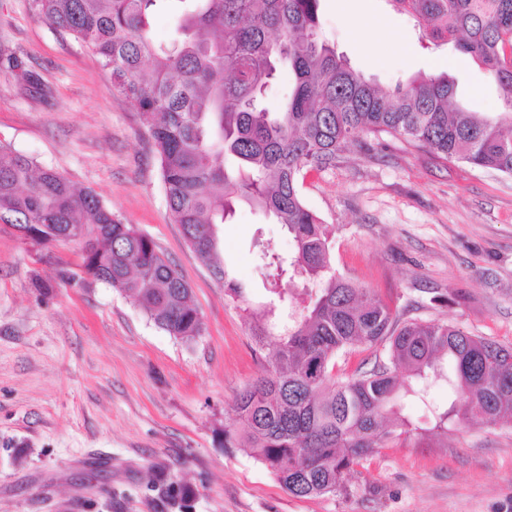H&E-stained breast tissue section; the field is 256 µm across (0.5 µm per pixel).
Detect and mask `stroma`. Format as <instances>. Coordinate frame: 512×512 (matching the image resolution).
Here are the masks:
<instances>
[{
	"label": "stroma",
	"instance_id": "1",
	"mask_svg": "<svg viewBox=\"0 0 512 512\" xmlns=\"http://www.w3.org/2000/svg\"><path fill=\"white\" fill-rule=\"evenodd\" d=\"M30 2L0 0V56L19 61L0 65V141L153 239L188 282L204 332L176 340L118 291L62 280L79 261L75 244L26 245L0 223V512H512L509 423L469 421L422 446L377 449L347 495L291 496L252 454L225 446L237 393L269 369L248 313L270 299L256 244L288 253L293 240L238 203L218 227L220 257L248 292L229 297L170 216L140 112L97 56ZM319 26L383 87L445 72L468 111L502 109L482 67L431 45L386 0H322ZM301 183L334 227L337 274L400 319L512 347V176L367 135Z\"/></svg>",
	"mask_w": 512,
	"mask_h": 512
}]
</instances>
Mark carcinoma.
I'll list each match as a JSON object with an SVG mask.
<instances>
[{
  "label": "carcinoma",
  "instance_id": "carcinoma-1",
  "mask_svg": "<svg viewBox=\"0 0 512 512\" xmlns=\"http://www.w3.org/2000/svg\"><path fill=\"white\" fill-rule=\"evenodd\" d=\"M162 0H32L35 13L87 44L148 125L170 215L197 258L226 280L217 226L245 201L276 218L294 242L284 257L262 252L275 300L250 312L257 350L272 370L235 402L227 444L247 448L292 496L349 492L347 476L378 448L431 425L512 418V347L437 321H402L370 291L332 267L331 230L306 205L299 176L326 166L361 134H389L441 160L512 175V0H388L425 27L435 45L470 56L497 84L506 111L491 117L452 105L446 75L387 90L319 40L320 0H178L182 38L150 35ZM295 85L283 111L261 100L276 62ZM239 163L234 177L224 161ZM0 221L25 244L74 243L80 278L132 298L159 329L183 342L202 334L189 284L134 225L92 190L0 144ZM323 283L311 303L284 280ZM382 345L367 371L336 373L356 346ZM448 406L430 402L432 381ZM423 407L419 421L409 414Z\"/></svg>",
  "mask_w": 512,
  "mask_h": 512
}]
</instances>
